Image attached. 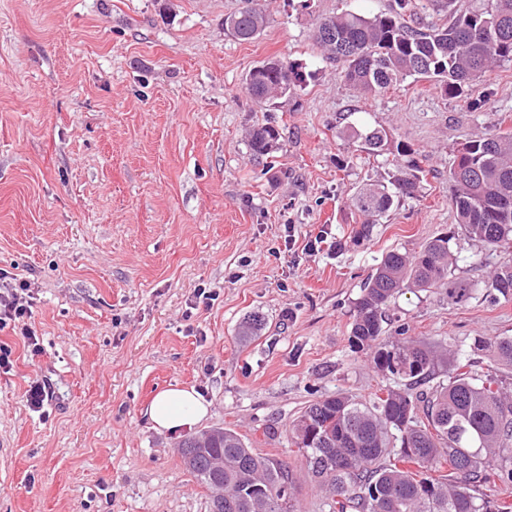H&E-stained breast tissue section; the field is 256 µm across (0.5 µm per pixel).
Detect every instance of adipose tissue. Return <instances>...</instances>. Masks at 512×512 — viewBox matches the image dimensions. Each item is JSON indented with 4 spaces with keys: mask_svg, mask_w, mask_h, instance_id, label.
Segmentation results:
<instances>
[{
    "mask_svg": "<svg viewBox=\"0 0 512 512\" xmlns=\"http://www.w3.org/2000/svg\"><path fill=\"white\" fill-rule=\"evenodd\" d=\"M208 406L192 389L169 388L156 393L144 409V415L158 429L175 431L203 419Z\"/></svg>",
    "mask_w": 512,
    "mask_h": 512,
    "instance_id": "obj_1",
    "label": "adipose tissue"
}]
</instances>
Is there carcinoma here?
Wrapping results in <instances>:
<instances>
[{"mask_svg": "<svg viewBox=\"0 0 512 512\" xmlns=\"http://www.w3.org/2000/svg\"><path fill=\"white\" fill-rule=\"evenodd\" d=\"M419 2L395 0L390 13L322 16L315 39L326 59L345 64L341 77L364 96L423 77L459 98L494 67L512 62V0H490L470 10L445 0L448 25L402 22V12ZM267 23L259 4L225 16L224 30L250 41ZM304 81L302 66L272 59L248 73L245 89L258 103L275 105ZM342 134L370 154L404 158L387 182L367 184L351 198L365 216L355 240H365L395 201L417 196L422 170L412 148L377 123L350 124ZM250 146L263 156L282 149L272 126L253 129ZM448 182L456 221L470 239L489 248L512 241L511 131L480 132L462 144ZM450 241L441 236L413 254L388 252L367 277L356 305L353 347L367 351L374 368L401 386L383 389L369 405L326 396L292 425L293 443L329 512H512L483 492L496 483L512 487V394L466 370L453 349L440 351L424 340H381L391 298L404 288H442L457 305L471 298L473 285L453 275L457 255ZM489 287L512 296V263L493 271ZM487 348L498 364L512 369V337L474 339V350ZM441 369L448 372V384L426 388ZM180 447L201 485L210 490L224 482V499L210 502V512H297L291 467L255 452L237 431L213 428L207 442L190 436ZM445 466L450 472L442 475Z\"/></svg>", "mask_w": 512, "mask_h": 512, "instance_id": "cac0c4a2", "label": "carcinoma"}]
</instances>
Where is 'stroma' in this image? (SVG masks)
<instances>
[{
	"instance_id": "obj_1",
	"label": "stroma",
	"mask_w": 512,
	"mask_h": 512,
	"mask_svg": "<svg viewBox=\"0 0 512 512\" xmlns=\"http://www.w3.org/2000/svg\"><path fill=\"white\" fill-rule=\"evenodd\" d=\"M392 5L266 0L267 27L244 42L224 30L240 0H0V268L31 282L41 347L0 330L12 349L0 369V512H210L181 434L143 416L169 387L208 403L197 431L232 428L288 461L303 512H328L288 430L311 401L367 404L388 386L349 341L353 310L382 255L437 236H451L472 298L403 289L384 340L461 350L512 384L511 369L470 349L512 336V297L487 286L512 245L468 238L448 183L461 143L512 128V63L462 98L413 78L361 97L323 61L316 21ZM276 56L308 78L269 107L245 78ZM374 122L414 149L424 178L356 244L350 198L394 161L340 130ZM265 124L283 143L270 162L249 146ZM200 285L218 294L210 306L190 304ZM252 314L264 325L246 339ZM35 379L53 390L38 411L26 401Z\"/></svg>"
}]
</instances>
